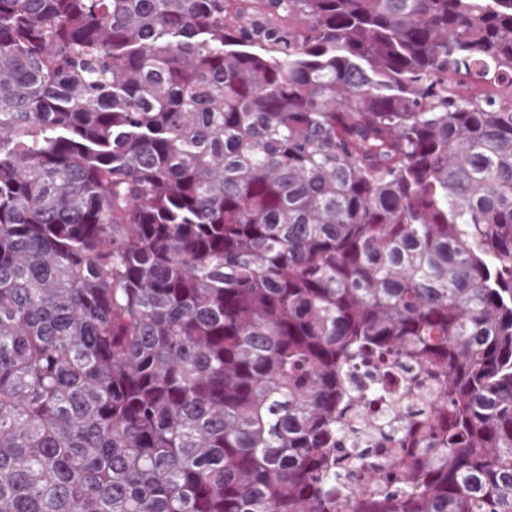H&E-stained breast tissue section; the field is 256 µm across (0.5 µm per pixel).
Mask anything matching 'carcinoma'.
Instances as JSON below:
<instances>
[{"label":"carcinoma","mask_w":512,"mask_h":512,"mask_svg":"<svg viewBox=\"0 0 512 512\" xmlns=\"http://www.w3.org/2000/svg\"><path fill=\"white\" fill-rule=\"evenodd\" d=\"M0 512H512V0H0Z\"/></svg>","instance_id":"obj_1"}]
</instances>
